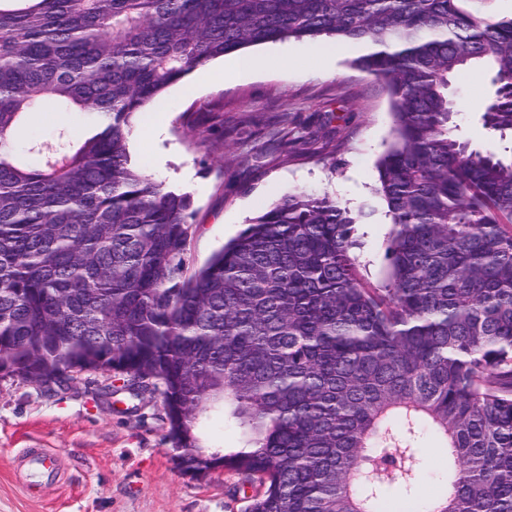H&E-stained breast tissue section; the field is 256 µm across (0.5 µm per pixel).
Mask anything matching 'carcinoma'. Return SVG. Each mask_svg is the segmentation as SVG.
Returning <instances> with one entry per match:
<instances>
[{"label":"carcinoma","instance_id":"carcinoma-1","mask_svg":"<svg viewBox=\"0 0 512 512\" xmlns=\"http://www.w3.org/2000/svg\"><path fill=\"white\" fill-rule=\"evenodd\" d=\"M363 43L393 141L394 236L372 286L353 213L290 192L185 275L192 198L130 163L138 113L194 69L269 42ZM512 140V18L468 0H0V354L47 389L110 368L160 392L178 467L256 484L245 512H512V154L457 134L452 79ZM51 105L48 142L13 132ZM234 422L242 446L198 424ZM444 493L415 496L418 438ZM405 490L391 497L387 489ZM199 431L204 432L211 446L238 448L242 445V437L236 425L232 421L223 422L222 417L219 416L201 423ZM423 448L424 461L416 484L419 498L427 502L439 494L447 483L446 460L440 448L437 436L427 430H423L420 438Z\"/></svg>","mask_w":512,"mask_h":512}]
</instances>
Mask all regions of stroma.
I'll return each instance as SVG.
<instances>
[{
	"instance_id": "obj_1",
	"label": "stroma",
	"mask_w": 512,
	"mask_h": 512,
	"mask_svg": "<svg viewBox=\"0 0 512 512\" xmlns=\"http://www.w3.org/2000/svg\"><path fill=\"white\" fill-rule=\"evenodd\" d=\"M364 46L329 55L314 44L285 40L253 47L268 66L226 84L209 66L192 72L196 95L170 87L135 125L162 124L131 162L168 188L193 173L191 268H199L250 220L291 191L335 196L365 211L354 227L355 254L367 282L385 277L393 227L375 193L376 161L392 140L390 107L381 85L352 61ZM489 91L478 74L454 79L453 97L467 107L459 135L479 150L490 144L476 105ZM106 374L75 375L49 391L0 371V512H244L237 476L216 470L197 479L176 465L160 395L101 399ZM424 461L416 484L421 501L447 483L446 460L431 432L420 438ZM30 448L54 454L56 473L35 476Z\"/></svg>"
}]
</instances>
